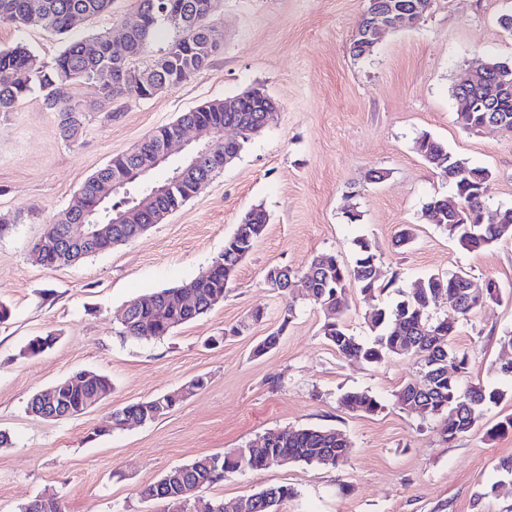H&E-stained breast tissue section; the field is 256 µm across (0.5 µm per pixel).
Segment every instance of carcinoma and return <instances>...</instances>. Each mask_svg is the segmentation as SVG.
Here are the masks:
<instances>
[{
    "mask_svg": "<svg viewBox=\"0 0 512 512\" xmlns=\"http://www.w3.org/2000/svg\"><path fill=\"white\" fill-rule=\"evenodd\" d=\"M113 0H0V25L17 30L42 26L58 35L72 29L74 17L96 18L112 10ZM133 12L145 17V25L130 30L125 43L116 46L112 32L100 29L90 36L98 51L86 52L87 43L72 41L65 44L52 62L39 59L27 46L18 43L0 48V117L14 111L18 103L38 95L44 108L58 117L60 137L75 147L84 133V113L72 95L81 83L100 85L105 103L115 99H147L177 87L195 73L208 67L222 43L221 28L212 20L214 0H132ZM160 47L149 62L142 56L157 41ZM507 66L504 61L491 59L484 63L483 79L470 90L471 100L491 97L496 73ZM139 75L138 85L128 84V75ZM249 104H240V111H224V100L205 102L196 109L180 113L174 122L144 138L141 153L116 155L97 172L89 176L69 205L57 211L45 232L29 251L31 261L44 267L68 264L69 225L80 220L82 212L96 208L98 198L112 187L115 180L129 184L144 183L139 169L150 166L151 153L165 145L175 130V124L205 122L212 130L217 152L238 155L246 142L267 126L264 113L247 111ZM486 112L478 107H465L456 113V123L472 133L482 131ZM239 128L240 140L224 141V127ZM417 153L427 164L450 182L460 202L457 210L448 209V201L432 197L424 206V214L439 225L448 237L457 240L469 251L492 247L512 239V206L491 208L485 201L486 184L491 172L471 166L448 151L445 145L428 133L416 142ZM222 171L214 165L213 156H203L198 166L182 175L179 186L165 199L142 209H125L123 224L112 225V246L116 247L139 237V228L150 224L151 208L175 212L198 194V186L206 178ZM268 214L259 205L250 208L241 218L234 234L225 240L224 251L196 277L181 284L143 294L131 300L119 318L122 335L164 338L183 324L206 314L224 300L240 264L253 251L264 235ZM356 257L351 265L336 260L334 254L314 256L302 276L310 281L307 300L323 316L321 334L336 351L347 358L370 364H381L402 356H412L421 365L420 376L404 384L395 394L396 403L404 410L418 409L423 418L442 417L445 424L442 438L451 442L469 433L490 405L498 404L504 393L480 384H461L469 365L467 353L456 348L452 338L457 322L433 316L432 307L442 296L448 297L462 319H467L487 302L500 297L501 291L488 289L483 294L467 287L471 277L466 273L432 274L407 291L396 289L398 299L391 306L373 309L366 317L370 336L359 338L345 327L343 315L348 307L350 289L356 287L369 297L397 284V276L385 284L380 282L376 266L375 245L367 237L355 240ZM283 266H271L265 272L267 285L288 298V305L279 328L256 344L253 354L262 356L274 349L283 331L296 316V300L292 284L300 276ZM56 337L35 336L26 344L29 355L50 348ZM204 386L197 377L180 389L147 400L129 404L112 412V428L123 426L137 416L150 423L167 414L186 395ZM112 390L111 380L98 374L85 377L81 371L71 373L57 383L55 391L62 399L78 403L93 395L106 397ZM341 404L352 412L373 413L381 407L377 398L367 391L347 392ZM352 444L348 436L336 429L308 427L286 429L274 433L268 442L236 448L231 452L205 455L189 463L173 467L158 480L145 486L140 495L148 500L191 505L194 492L203 486L221 482L230 473L240 470H265L288 463H306L335 467L344 463ZM286 485L267 486L235 502L215 501L224 505L222 512H281V505L293 497Z\"/></svg>",
    "mask_w": 512,
    "mask_h": 512,
    "instance_id": "carcinoma-1",
    "label": "carcinoma"
}]
</instances>
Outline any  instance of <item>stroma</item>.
<instances>
[{"label":"stroma","mask_w":512,"mask_h":512,"mask_svg":"<svg viewBox=\"0 0 512 512\" xmlns=\"http://www.w3.org/2000/svg\"><path fill=\"white\" fill-rule=\"evenodd\" d=\"M366 0H217L214 21L224 43L209 67L149 99L98 108L101 92L84 84L79 147L63 142L56 113L39 99L0 117V213L19 221L0 233V512H18L37 497L56 498L65 512H165L141 488L172 467L227 452L285 428L343 431L352 448L331 468L289 464L227 475L195 493L199 506L251 495L270 485L294 489L282 512H512V477L496 465L512 456V432L487 429L512 413V377L500 372L512 349L499 336L512 329V241L469 251L422 209L431 196L454 199L448 182L416 152L424 132L492 177L489 206H512V131L471 134L455 122L453 89L488 59L512 62V35L498 25L512 0H434L413 27L388 32L357 59L350 44ZM24 42L44 61L62 43L39 27H0V47ZM264 88L279 104L276 119L223 171L163 223L140 238L51 269L29 258L52 215L115 155L131 150L179 113L213 99ZM383 170L381 181L371 171ZM356 203L360 222L343 209ZM262 206L269 223L241 263L223 300L163 339L120 336L116 319L139 295L177 285L204 270L224 249L240 218ZM416 240L393 244L402 225ZM372 240L382 279L399 272L408 289L431 274L466 272L498 282L501 296L458 319L447 302L435 316L455 320L454 345L469 356L466 381L504 390L470 433L447 442L441 423L399 408L394 395L415 379V358L373 365L338 354L321 335L322 314L295 284L296 316L282 325L285 299L268 288L272 266L302 272L320 253L353 264L356 237ZM262 309L264 318L249 315ZM243 324L240 335L225 328ZM281 331L276 349L257 357V341ZM57 341L42 354L23 349L32 336ZM108 376L111 393L85 413L43 419L28 412L32 396L72 372ZM204 389L187 395L151 423L112 426V412L176 390L196 377ZM369 391L381 407L346 410L344 393Z\"/></svg>","instance_id":"obj_1"}]
</instances>
